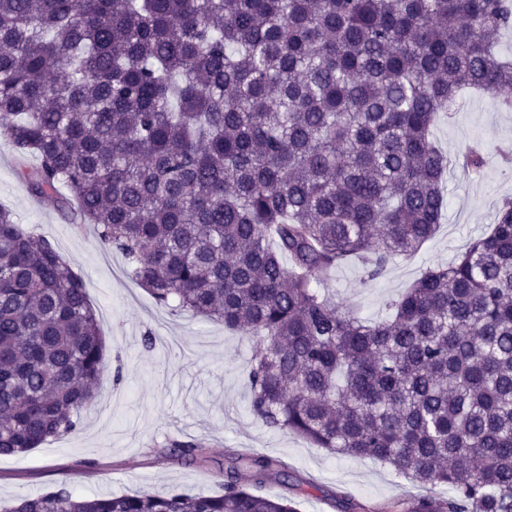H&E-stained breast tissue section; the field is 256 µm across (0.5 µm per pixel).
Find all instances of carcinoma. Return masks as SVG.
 Listing matches in <instances>:
<instances>
[{"label": "carcinoma", "mask_w": 512, "mask_h": 512, "mask_svg": "<svg viewBox=\"0 0 512 512\" xmlns=\"http://www.w3.org/2000/svg\"><path fill=\"white\" fill-rule=\"evenodd\" d=\"M511 29L512 0H0V131L158 305L255 339L263 425L453 492L411 512H512V200L385 320L313 286L435 235L431 126L463 88H512ZM103 357L81 277L0 205V456L76 431ZM284 474L239 454L217 494L59 486L0 512H297L260 493Z\"/></svg>", "instance_id": "obj_1"}]
</instances>
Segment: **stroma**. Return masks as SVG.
Here are the masks:
<instances>
[{"label":"stroma","instance_id":"1","mask_svg":"<svg viewBox=\"0 0 512 512\" xmlns=\"http://www.w3.org/2000/svg\"><path fill=\"white\" fill-rule=\"evenodd\" d=\"M510 98L512 89L500 97L463 93L455 111L433 126V141L449 157L476 149L485 160L475 174L451 168L435 236L413 258L390 262L377 278H368L353 260L334 269L321 287L349 311L377 321L426 270L447 264L487 232L498 206L512 199V165L501 157L512 150ZM15 158L12 140L0 135V205L46 236L81 276L106 349L97 399L83 410L79 428L26 454L0 457V504L55 485L81 496L215 493L219 468L237 451L286 464L295 489L272 482L264 492L289 495L297 512H342L344 497L353 501V512H405L424 493L447 496V488L424 490L379 461L334 456L257 421L246 375L254 339L158 306L125 276L123 256L104 249L92 225L64 217L53 199L28 193ZM149 332L155 342L148 348L142 338ZM174 439L205 441L207 462L181 464L170 448Z\"/></svg>","mask_w":512,"mask_h":512}]
</instances>
